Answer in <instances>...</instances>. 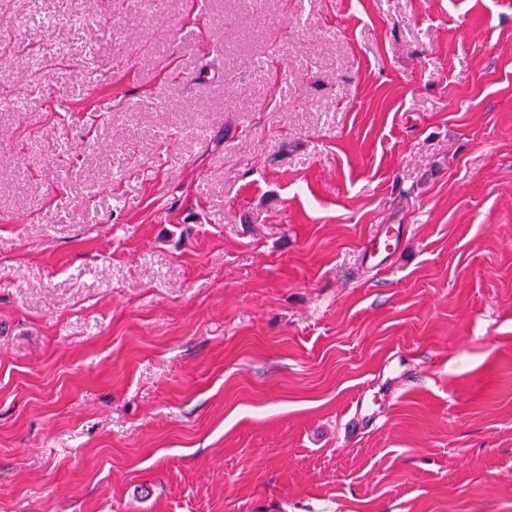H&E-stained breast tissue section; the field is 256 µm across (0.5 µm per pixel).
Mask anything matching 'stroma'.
Listing matches in <instances>:
<instances>
[{
    "instance_id": "1",
    "label": "stroma",
    "mask_w": 512,
    "mask_h": 512,
    "mask_svg": "<svg viewBox=\"0 0 512 512\" xmlns=\"http://www.w3.org/2000/svg\"><path fill=\"white\" fill-rule=\"evenodd\" d=\"M0 512H512V0H0ZM376 421V415L371 411V404L364 395H360L356 401L354 416L351 420L348 432L351 437H356L362 431Z\"/></svg>"
}]
</instances>
